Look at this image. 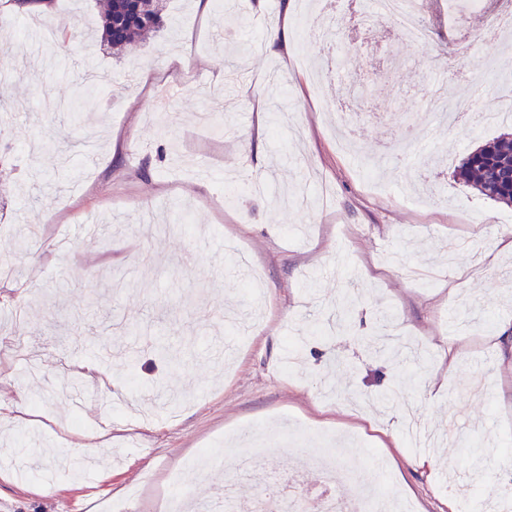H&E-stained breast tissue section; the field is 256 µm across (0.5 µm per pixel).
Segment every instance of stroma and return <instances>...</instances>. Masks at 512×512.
<instances>
[{
	"label": "stroma",
	"instance_id": "35a3bbf8",
	"mask_svg": "<svg viewBox=\"0 0 512 512\" xmlns=\"http://www.w3.org/2000/svg\"><path fill=\"white\" fill-rule=\"evenodd\" d=\"M102 3L53 0L57 50L0 0V342H25L0 351V399L24 406L0 416V500L98 512L140 486L133 512H154L148 474L181 470L171 494L204 498L252 422L236 456L307 512L323 465L348 477L379 456L378 493L403 488L417 512H512L490 493L512 489L494 339L512 253L485 260L512 207L454 176L501 129L430 116L416 154L392 151L435 91L479 83L488 112L512 87V33L481 35L504 0H416L423 45L375 0H308L284 50L268 44L284 0H167L163 29L119 54ZM90 365L100 388L70 405L58 389ZM409 406L436 447L409 446Z\"/></svg>",
	"mask_w": 512,
	"mask_h": 512
}]
</instances>
